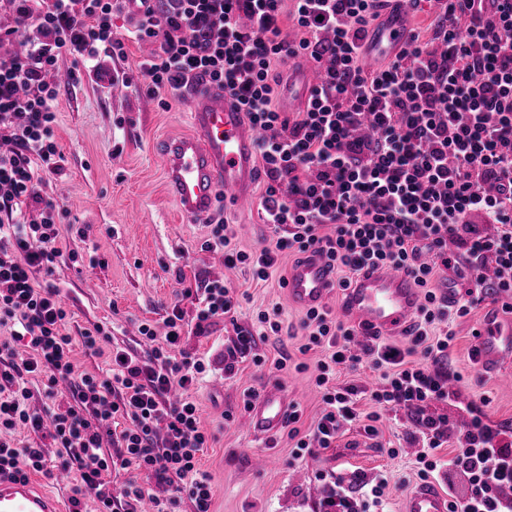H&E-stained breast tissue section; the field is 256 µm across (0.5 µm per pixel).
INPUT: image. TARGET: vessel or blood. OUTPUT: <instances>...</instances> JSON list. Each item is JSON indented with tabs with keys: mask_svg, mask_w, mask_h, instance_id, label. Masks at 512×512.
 Masks as SVG:
<instances>
[{
	"mask_svg": "<svg viewBox=\"0 0 512 512\" xmlns=\"http://www.w3.org/2000/svg\"><path fill=\"white\" fill-rule=\"evenodd\" d=\"M409 31L407 8H386L370 29L366 61L377 67L395 56ZM318 77L315 64H304L289 81L283 99L289 111H303ZM190 135L163 141L159 153L166 183L180 218L207 219L217 204L238 211L251 207L259 178L256 145L260 130L223 90L199 85L188 95ZM335 274L324 256L312 252L290 270L286 290L305 309L325 304ZM421 291L405 272L377 267L349 288L340 311L357 324L361 336H388L412 329ZM477 361L502 383L512 386V315L492 318L476 343ZM288 408L282 384L267 386L253 401L241 425L264 435L283 426ZM450 499L436 484L422 483L407 495L403 512H449ZM0 512H68L64 501L31 482L0 476Z\"/></svg>",
	"mask_w": 512,
	"mask_h": 512,
	"instance_id": "obj_1",
	"label": "vessel or blood"
}]
</instances>
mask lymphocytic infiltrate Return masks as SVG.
Instances as JSON below:
<instances>
[{
  "label": "lymphocytic infiltrate",
  "mask_w": 512,
  "mask_h": 512,
  "mask_svg": "<svg viewBox=\"0 0 512 512\" xmlns=\"http://www.w3.org/2000/svg\"><path fill=\"white\" fill-rule=\"evenodd\" d=\"M435 3L430 38L411 32L405 49L368 71L363 56L377 0H0V11L14 17L12 27L0 28V43L32 27L42 34L23 52L0 55V130L12 144L0 153V327L9 331L0 356L11 357L18 343L29 351L22 363L0 368V430L38 434L51 425L58 467L80 473L72 505L90 498L99 512H140L148 489L112 483L114 473L133 469L170 489L155 512H172L184 496L193 512H211V477L200 466L209 437L192 398L207 365L179 345L189 326L203 328L240 305L220 280L183 287L166 311L164 335L141 324L150 352L116 348L106 370L79 373L60 290L38 280L54 275L62 256V208L49 191L64 163L53 134L60 62L67 55L123 60L126 41L135 40L154 46L140 64L151 94L176 100L197 83L213 84L262 132L260 205L271 243L239 250L221 219L201 251L223 250L226 267L247 266L264 281L283 253L313 250L343 271L340 289L381 265L412 275L423 294L404 348L356 343L354 327L331 308L306 311L299 329L308 347L326 351L314 378L324 409L302 439L299 411L289 407L296 457H318L359 422L360 390L336 377L367 366L381 379L371 400L415 424L420 478L444 470L466 477L451 512H512V500L500 495L512 485V439L479 406L460 402L447 367L450 322L486 297L512 300V0ZM119 15L128 22L122 33L112 23ZM288 22L298 32L292 40L283 34ZM300 60L317 64L321 80L305 111H281L284 69ZM425 253L433 263L422 262ZM441 268L474 282L457 307L431 287ZM416 351L423 363L408 364ZM32 376L44 378L49 399L58 382H70L65 412L47 421L27 406ZM174 390L179 400H171ZM439 402L466 416L456 445L448 443L447 417L429 412ZM118 418L126 425L116 433ZM46 470L45 449L0 439V475L25 479ZM387 485L381 474H330L319 512H355L358 493L382 505Z\"/></svg>",
  "instance_id": "f902f5d3"
}]
</instances>
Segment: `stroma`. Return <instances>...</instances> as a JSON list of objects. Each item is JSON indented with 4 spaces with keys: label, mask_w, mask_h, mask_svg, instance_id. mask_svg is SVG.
<instances>
[{
    "label": "stroma",
    "mask_w": 512,
    "mask_h": 512,
    "mask_svg": "<svg viewBox=\"0 0 512 512\" xmlns=\"http://www.w3.org/2000/svg\"><path fill=\"white\" fill-rule=\"evenodd\" d=\"M126 51L123 61L101 58L97 78H90L83 64L69 57L61 61L58 75L61 89L53 132L65 162L55 183L67 222L92 227L99 274L86 278L65 260L50 282L58 286L66 303L65 328L73 339L97 324L107 327L112 337L99 356L76 348L77 370L97 373L105 365L106 352L115 346L145 353L139 326L148 323L156 333H163L165 310L181 285L224 280L242 296L235 316L212 320L203 334L187 336L183 343L187 351L212 361L210 375L193 393L201 425L210 438L201 467L211 476V512H318L325 488L322 476L334 470L346 476L354 471L370 477L384 473L389 508L402 512L405 495L421 482L414 461L415 427L404 411L381 413L374 435L362 425L352 426L314 460L295 457L296 441L288 429L265 438L241 428L247 391L275 382L283 374L289 377L288 400L301 414V433H308L323 408L313 380L323 353L303 351V336L258 340L255 351L265 357V364L254 365L245 357L238 360L234 376L224 374V357L234 344L237 327L251 326L258 312L276 309L283 325L299 324L304 312L290 303L280 284L296 257L282 255L277 273L258 282L248 269L225 267L222 252L201 251L209 228L182 223L156 150L160 140L190 134L185 103L180 100L163 108L158 98L149 95L138 69L148 54L147 46L130 41ZM116 71L126 74L127 83L110 84ZM215 215L227 217L232 224L239 249L254 252L269 245L272 232L263 222L260 206L229 215L219 209ZM494 305L493 299H486L453 321L456 339L449 351L450 368L460 377L463 399L481 406L492 421L510 432L512 387L482 372L470 357L473 332ZM282 353L288 356L285 370L271 369V361ZM389 446L396 448V455L386 454ZM259 451L266 452L269 461L257 470L251 458Z\"/></svg>",
    "instance_id": "obj_1"
}]
</instances>
